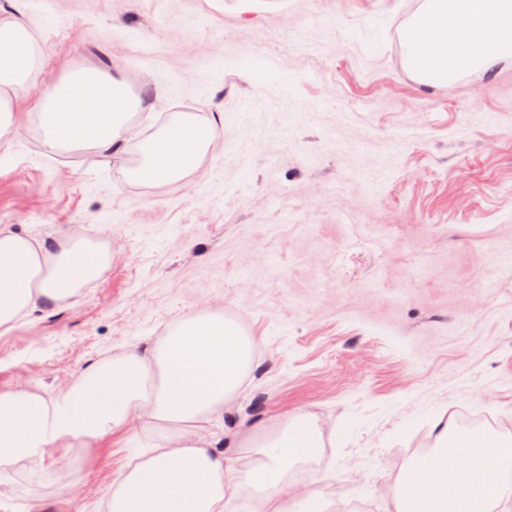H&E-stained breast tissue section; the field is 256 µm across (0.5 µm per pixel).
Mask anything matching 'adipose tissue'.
Returning <instances> with one entry per match:
<instances>
[{
    "label": "adipose tissue",
    "instance_id": "ef3b65f1",
    "mask_svg": "<svg viewBox=\"0 0 512 512\" xmlns=\"http://www.w3.org/2000/svg\"><path fill=\"white\" fill-rule=\"evenodd\" d=\"M401 45L413 79L429 87L511 66L512 0H423L402 29ZM34 68L27 31L0 20V134L15 128L18 108H26L50 149H136L130 176L147 184L193 174L216 135V119L201 123L176 113L159 134L130 142L129 122L141 102L123 75L85 71L33 97L27 79ZM107 266L79 232L49 247L0 227V328L76 296ZM254 350L236 322L205 312L173 324L153 345L90 365L58 395L0 392V474L120 433L143 452L113 480L109 512H224L227 494L243 484L255 489L257 512H288L289 465L321 448L305 419L245 437L244 446L258 451L246 465L216 448L215 424L240 392ZM433 431L432 452L400 480L396 512H496L512 499V452H503L498 435L456 432L442 416Z\"/></svg>",
    "mask_w": 512,
    "mask_h": 512
}]
</instances>
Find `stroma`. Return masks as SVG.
Returning a JSON list of instances; mask_svg holds the SVG:
<instances>
[{
    "label": "stroma",
    "mask_w": 512,
    "mask_h": 512,
    "mask_svg": "<svg viewBox=\"0 0 512 512\" xmlns=\"http://www.w3.org/2000/svg\"><path fill=\"white\" fill-rule=\"evenodd\" d=\"M420 0H0L50 91L123 73L146 107L222 113L199 169L136 185L134 153L53 150L35 117L0 156V226L108 242L106 272L0 329V391L55 395L81 371L211 310L257 352L224 408L242 437L308 417L301 480L325 512H395L430 419L497 413L512 432V67L427 88L399 40ZM138 444L110 436L0 475L6 512H105Z\"/></svg>",
    "instance_id": "35a3bbf8"
}]
</instances>
